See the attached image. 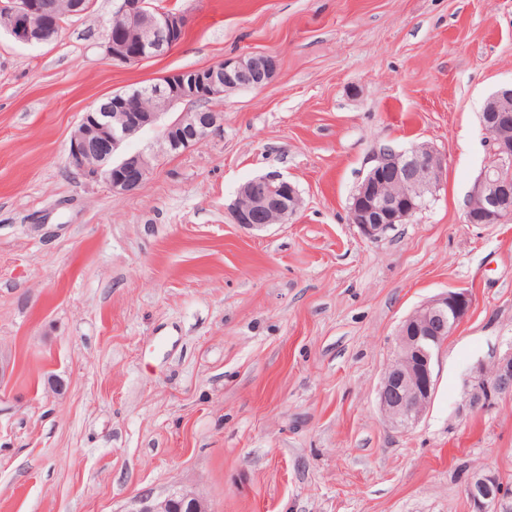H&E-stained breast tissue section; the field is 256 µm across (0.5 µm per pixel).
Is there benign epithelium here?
<instances>
[{
  "instance_id": "benign-epithelium-1",
  "label": "benign epithelium",
  "mask_w": 512,
  "mask_h": 512,
  "mask_svg": "<svg viewBox=\"0 0 512 512\" xmlns=\"http://www.w3.org/2000/svg\"><path fill=\"white\" fill-rule=\"evenodd\" d=\"M103 47L113 61L134 64L177 46L188 17L181 12L150 11L146 0H119ZM0 13L9 19L6 33L21 45L51 42L62 27V16L48 0H3ZM277 56L270 53L224 58L188 72L169 73L160 81L132 92L118 91L83 113L69 146L70 165L83 177L101 181L114 193L139 189L154 168L155 155L143 152L114 159L122 142L156 124L160 113L141 105L147 98L168 106L184 104L177 118L159 137L160 150L171 153L202 144L224 124V113L208 104L240 88L261 89L273 80ZM480 122L489 144L499 145L496 158L512 159V86L502 87L485 101ZM447 162L426 142L405 150L384 148L373 154L371 165L352 194L349 221L361 234L376 240L398 224H408L429 195L441 185ZM296 186L276 173L244 183L231 204L234 223L249 231L286 224L301 209ZM512 217V179L495 164L484 166L475 182L468 224H500ZM470 291L450 289L423 303L398 326L392 360L381 378L377 400L384 420L405 432L420 420L434 389V359L441 346L468 316ZM512 395V349L491 365L473 373L472 410L493 407ZM466 495L472 512H512V487L498 473H471ZM132 512H209L191 491L174 488L162 498L141 497Z\"/></svg>"
}]
</instances>
